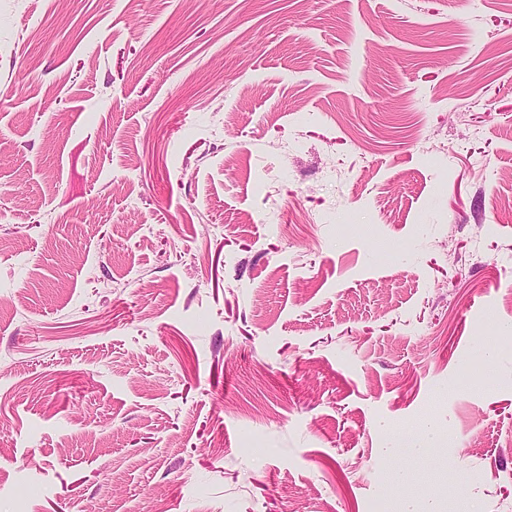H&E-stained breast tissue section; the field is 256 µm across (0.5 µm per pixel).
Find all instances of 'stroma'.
<instances>
[{
  "label": "stroma",
  "mask_w": 512,
  "mask_h": 512,
  "mask_svg": "<svg viewBox=\"0 0 512 512\" xmlns=\"http://www.w3.org/2000/svg\"><path fill=\"white\" fill-rule=\"evenodd\" d=\"M433 493L512 512V0H0V512ZM391 447V450L419 460H429L442 454L447 447V438L435 425L428 423L421 433L393 429Z\"/></svg>",
  "instance_id": "1"
}]
</instances>
